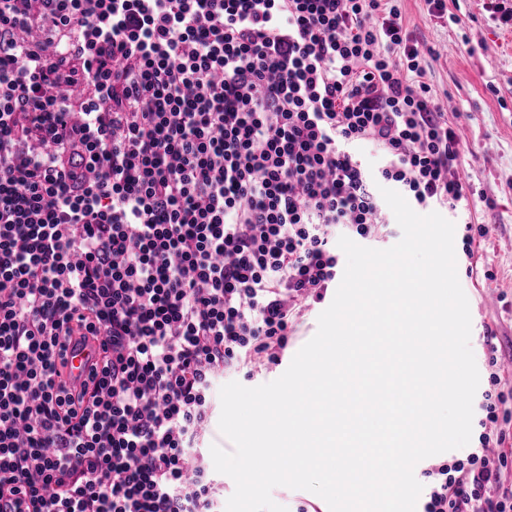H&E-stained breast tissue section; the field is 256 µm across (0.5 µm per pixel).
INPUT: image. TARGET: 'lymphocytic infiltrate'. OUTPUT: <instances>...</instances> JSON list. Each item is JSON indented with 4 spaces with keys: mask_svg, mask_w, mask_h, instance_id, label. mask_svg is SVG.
<instances>
[{
    "mask_svg": "<svg viewBox=\"0 0 512 512\" xmlns=\"http://www.w3.org/2000/svg\"><path fill=\"white\" fill-rule=\"evenodd\" d=\"M433 56L395 0H0V512H219L213 381L279 361L338 237L387 233L380 185L467 198ZM488 366L421 512H512ZM101 355L99 344L94 341L71 343L65 352L66 373L74 379H83Z\"/></svg>",
    "mask_w": 512,
    "mask_h": 512,
    "instance_id": "obj_1",
    "label": "lymphocytic infiltrate"
}]
</instances>
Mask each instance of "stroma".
Masks as SVG:
<instances>
[{"mask_svg": "<svg viewBox=\"0 0 512 512\" xmlns=\"http://www.w3.org/2000/svg\"><path fill=\"white\" fill-rule=\"evenodd\" d=\"M448 18L429 11L426 0H399L412 37L437 49L426 81L448 113L462 145L458 171L468 183L464 222L484 227L473 260L457 254V272L468 298L471 348L488 390L489 355H496L505 378L512 379V31H501L484 0H446ZM326 302L311 304L278 364L236 380L256 387L281 376L296 352L317 331Z\"/></svg>", "mask_w": 512, "mask_h": 512, "instance_id": "1", "label": "stroma"}]
</instances>
